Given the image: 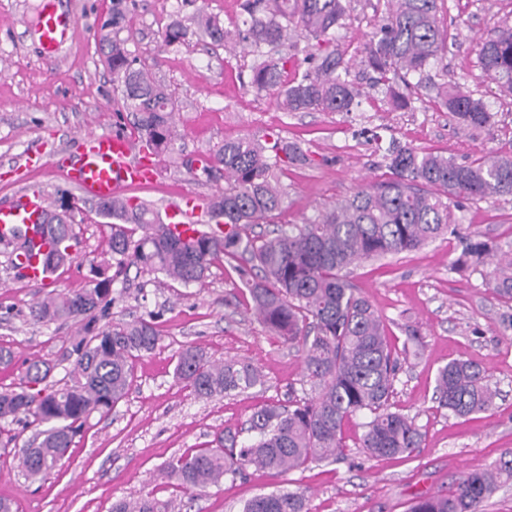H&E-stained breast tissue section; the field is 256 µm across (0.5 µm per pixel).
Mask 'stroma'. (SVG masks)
Returning <instances> with one entry per match:
<instances>
[{
	"label": "stroma",
	"instance_id": "1",
	"mask_svg": "<svg viewBox=\"0 0 512 512\" xmlns=\"http://www.w3.org/2000/svg\"><path fill=\"white\" fill-rule=\"evenodd\" d=\"M57 2L75 22L50 58L36 32L40 0H0V204L26 190L52 198L66 190L54 170L31 163L32 155L46 161L62 157L88 133L134 134L119 115L112 75L96 52L98 27L111 12L112 0ZM240 2L136 0L130 6V48L171 94L177 131L174 161L159 164L158 179L130 188V196L161 211L189 196L210 202L224 183L201 176L190 167L191 159L228 139L280 138L300 146L311 161L279 172L283 204L275 216L253 225V234L262 236L282 224L306 223L358 188L387 179L390 172L368 140L372 129L384 141L460 162L512 154V96L502 94L478 64L482 40L496 29L512 27V0H445L443 5L445 80L471 90L493 112L492 124L481 130L463 128L433 102L417 104L412 112L393 110L371 86L360 56L386 0H349L344 25L336 32L362 92L350 112L282 111L274 92L259 93L249 86L253 55L245 45L228 49L190 37L164 46L166 26L199 10L233 28L242 20ZM457 216V233L362 263L349 275L383 316L392 346L410 352L392 403L414 418L422 433L421 446L411 456L368 457L360 446L363 429L352 419L343 428L346 456L337 462L313 460L285 476L250 468L192 499L167 477L164 467L173 457L204 447L221 431L244 429L264 404L286 405L303 396L300 352L253 314L237 272L239 262L224 256L200 283L184 286L143 274L114 284L113 321L157 312L160 344L134 358V380L126 397L110 414L93 416L69 459L43 480L27 481L18 467L31 430L0 447V498L11 499L17 512H110L113 502L150 492L171 501L176 512H241L254 495L285 486L306 490L311 512H408L417 496L447 492L459 474L485 469L501 449L512 448V327L505 321L512 302L492 290L490 267L457 272L451 262L466 236L512 249V197L464 204ZM75 231L79 260L103 259L108 224L88 211ZM8 256V248L0 244V346L14 355L12 365L0 366V387L24 385L33 359L52 364V378L60 380L71 367L66 349L76 327L36 324L28 312L46 294L83 288L86 271L73 268L35 287L17 278ZM409 325L419 330L416 340L407 338ZM189 344L201 347L212 360L232 358L257 367L264 386L197 398L174 376L178 353ZM454 358L481 365L497 392L491 410L465 419L438 407L436 373Z\"/></svg>",
	"mask_w": 512,
	"mask_h": 512
}]
</instances>
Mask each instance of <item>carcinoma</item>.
<instances>
[{
  "instance_id": "obj_1",
  "label": "carcinoma",
  "mask_w": 512,
  "mask_h": 512,
  "mask_svg": "<svg viewBox=\"0 0 512 512\" xmlns=\"http://www.w3.org/2000/svg\"><path fill=\"white\" fill-rule=\"evenodd\" d=\"M122 2L112 0V14L98 32V51L112 71L122 109L130 115L146 152L166 161L175 152L174 102L165 87L136 66L128 39L121 37L127 29ZM392 2L395 9L379 24L363 55L374 84L383 87L391 107L409 109L414 95L434 90L438 105L459 124L474 130L489 125L493 114L482 99L454 84H438L431 75L446 51L444 0ZM242 12V26L233 32L219 18L200 12L192 28L180 21L168 24L163 42L179 45L191 35L222 46L233 37L256 53L249 85L260 92H276L283 111L353 110L359 88L350 78L345 51L336 43V29L347 13L345 0H244ZM292 24L317 45L300 61L288 53ZM479 62L502 91L512 94V28H502L483 42ZM288 67L294 78L285 85L281 73ZM383 159L392 171L391 180L357 191L306 224L280 227L271 238L253 235L252 226L280 208L277 173L309 162L297 144L279 138L268 146L242 137L193 159L201 175H222L227 183L210 202L213 217L224 226L219 235L185 241L152 203L138 198L94 204L96 215L110 220V258L89 263L86 287L47 296L29 308L35 324L79 326L68 351L73 359L70 378L49 384L52 367L33 360L26 367L25 385L0 389V422L40 427L23 449V474L36 481L55 469L91 416L110 413L127 394L133 353H150L161 341L151 313L132 322L112 321V285L127 279L133 267L184 285L198 283L221 254L240 256L260 271L254 277L239 268L262 322L300 348L311 394L286 407L262 406L248 421V439H240L238 432H222L214 445L172 458L166 465L168 476L193 497L226 479L235 480L249 467L281 475L313 459L338 461L345 455L343 424L358 415L366 418L361 448L368 456L413 454L421 446L420 429L408 416L391 410L390 403L401 367L399 354L388 341L382 316L346 280L344 271L456 232L455 210L463 201L512 197V155L458 162L392 145ZM63 202L59 199L45 220L52 247L42 260L54 273L76 259L69 252L76 238V214L65 212ZM496 251L498 246L489 241L465 237L452 267L475 271ZM491 278L495 293L512 301L511 252L502 254ZM175 375L200 399L264 384L263 374L253 365L234 359L212 362L193 345L180 351ZM495 397L474 361L453 359L437 371L438 407L458 418L490 410ZM508 484L512 448L503 449L485 470L461 475L447 493L416 497L410 512H483V503ZM112 512H171V503L147 494L113 503ZM242 512L310 508L304 493L277 488L247 501Z\"/></svg>"
}]
</instances>
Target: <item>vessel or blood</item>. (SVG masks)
<instances>
[{"label": "vessel or blood", "mask_w": 512, "mask_h": 512, "mask_svg": "<svg viewBox=\"0 0 512 512\" xmlns=\"http://www.w3.org/2000/svg\"><path fill=\"white\" fill-rule=\"evenodd\" d=\"M73 23L70 14L58 11L56 0H41L38 31L43 51L55 55L66 39ZM66 181L86 197L112 201L123 198L129 187L152 183L157 178L153 156L137 153L133 141L119 134H88L77 148L62 161ZM49 210L44 193H22L8 203L0 204V234L9 235L14 228L25 229L31 241L32 254L19 269L21 278L36 285L47 280L41 256L49 248L43 223ZM172 230L183 237L198 231H217L206 207L187 203L174 208L170 215Z\"/></svg>", "instance_id": "1"}]
</instances>
